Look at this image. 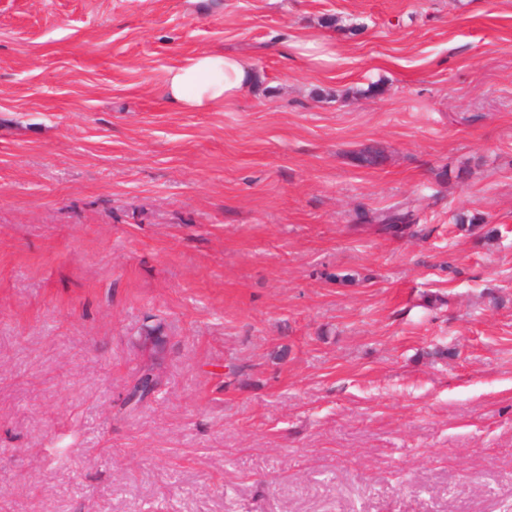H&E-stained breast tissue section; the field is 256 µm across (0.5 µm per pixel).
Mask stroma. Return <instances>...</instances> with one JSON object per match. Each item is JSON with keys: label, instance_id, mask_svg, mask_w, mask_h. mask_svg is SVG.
Returning a JSON list of instances; mask_svg holds the SVG:
<instances>
[{"label": "stroma", "instance_id": "1", "mask_svg": "<svg viewBox=\"0 0 512 512\" xmlns=\"http://www.w3.org/2000/svg\"><path fill=\"white\" fill-rule=\"evenodd\" d=\"M0 512H512V0H0ZM255 81V73L242 58L210 51L169 69L164 91L171 103L184 110H203L234 102ZM415 221L414 211L408 207L405 209L393 208L390 211L375 214L370 219V223L378 224L382 231L395 233L410 229Z\"/></svg>", "mask_w": 512, "mask_h": 512}]
</instances>
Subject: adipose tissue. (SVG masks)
Instances as JSON below:
<instances>
[{"label":"adipose tissue","mask_w":512,"mask_h":512,"mask_svg":"<svg viewBox=\"0 0 512 512\" xmlns=\"http://www.w3.org/2000/svg\"><path fill=\"white\" fill-rule=\"evenodd\" d=\"M255 81V73L242 58L210 51L169 69L164 91L171 103L184 110H203L234 102Z\"/></svg>","instance_id":"ef3b65f1"}]
</instances>
